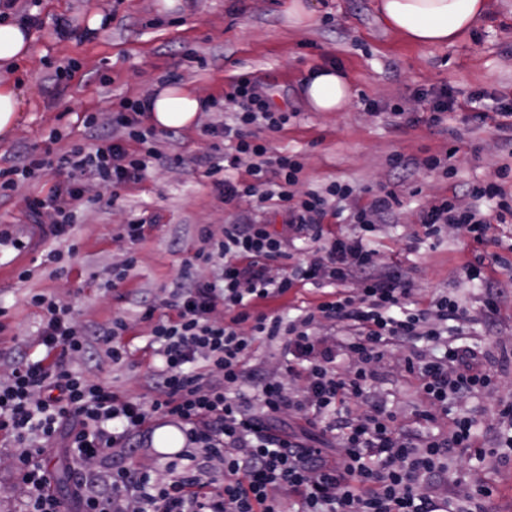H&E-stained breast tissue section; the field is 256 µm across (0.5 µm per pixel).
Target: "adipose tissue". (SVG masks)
Segmentation results:
<instances>
[{"label": "adipose tissue", "mask_w": 512, "mask_h": 512, "mask_svg": "<svg viewBox=\"0 0 512 512\" xmlns=\"http://www.w3.org/2000/svg\"><path fill=\"white\" fill-rule=\"evenodd\" d=\"M488 0H379L383 21L409 43L418 46L454 42L484 14ZM303 95L316 112L342 111L354 93L346 76L333 67L307 74ZM196 90L185 84L158 86L152 95L150 123L160 129L190 125L201 110Z\"/></svg>", "instance_id": "1"}]
</instances>
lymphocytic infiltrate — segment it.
Wrapping results in <instances>:
<instances>
[{"instance_id":"1","label":"lymphocytic infiltrate","mask_w":512,"mask_h":512,"mask_svg":"<svg viewBox=\"0 0 512 512\" xmlns=\"http://www.w3.org/2000/svg\"><path fill=\"white\" fill-rule=\"evenodd\" d=\"M231 97L242 104L236 125L221 130L207 126L202 133L235 140L232 164L247 159L251 165L247 179L238 181L222 177L221 165H212L214 185L228 204L243 195L261 204L274 202L286 216L284 227L276 232L253 219L225 225L221 239L208 240L194 255L204 263L221 257L214 278L175 282L168 313H158L152 304L144 307L141 316L151 325L161 358L152 374L155 393L147 400L112 389L70 365L73 354L93 348L113 364L126 363L128 325L123 318L90 330L47 293L30 296V304L42 313L39 342L46 354L17 360L8 381L0 383V434L14 442V472L27 490L26 512H127L133 502L138 512H491L490 490L464 498L435 492L448 479L445 462L451 449H473V417H457L448 438H422L398 427L385 406L368 395V366L393 342H440L448 322L467 316L445 294L429 307L408 308L403 274L376 270L364 240L375 221L398 205L397 194L380 192L357 209L352 221L358 233L326 236L332 202L350 196L352 187L334 181L297 194L303 171L299 157L267 159L264 139L252 131L258 123L268 131H282L291 112L275 107L245 76L233 81ZM146 112L145 99H122L107 133H98L94 115L82 117L85 132L97 141L94 150L76 143L53 156L51 146L61 137L54 130L43 151L27 152L21 165L0 170V193L17 190L36 176L57 174L46 195L25 199L29 223L38 225L43 237L67 244L45 255L53 274L64 273L79 252L72 237L84 183L93 179L115 193L142 181L161 159L152 131L142 126ZM423 221L428 233L453 224L478 244L491 229L476 207L453 197L438 200ZM291 238L322 242L321 259L294 264L271 277V263L287 259L285 245ZM350 280L360 283V295L341 290V283ZM302 282L328 284L332 291L288 321L259 311V302L287 294ZM219 310L224 313L220 320L215 317ZM323 319L354 328L346 344L360 361L353 375L337 374L336 345L316 332ZM245 322L251 325L247 335L238 330ZM259 339L283 342L289 375L306 380L303 398H290L249 365ZM482 359V352L466 344L449 343L442 357L411 364L429 403L423 420L431 419L433 407L447 406L451 396L473 395L491 385ZM233 386L255 390L260 415L249 414L247 398L230 394ZM349 399L368 403L363 418L339 413V405ZM285 410L312 415L324 430L339 433L342 448L336 458L327 459L322 449L276 428L274 421ZM160 419L178 426L184 437L181 450L169 458L171 477L163 484L128 462L135 442H148L152 423ZM54 440L62 441L80 464L67 495L54 483ZM93 460L109 464L106 485H98L93 471L86 469Z\"/></svg>"}]
</instances>
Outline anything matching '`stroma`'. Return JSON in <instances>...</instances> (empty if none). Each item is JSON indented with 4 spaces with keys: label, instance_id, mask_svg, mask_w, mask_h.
Here are the masks:
<instances>
[{
    "label": "stroma",
    "instance_id": "stroma-1",
    "mask_svg": "<svg viewBox=\"0 0 512 512\" xmlns=\"http://www.w3.org/2000/svg\"><path fill=\"white\" fill-rule=\"evenodd\" d=\"M308 2L315 17L295 26L283 0H179L172 10L160 0H40L42 25L31 32L30 55L12 69L0 67V83L25 89L23 119L10 140H0V170L20 164L28 149L43 145L51 129L76 126L80 115L95 114L101 132H108L120 98L150 96L172 73L202 98H218L223 105L198 112L189 126L156 130L162 159L145 180L123 190L116 205L108 203L109 190L87 182L75 229L79 253L61 276L45 270L42 259L49 244L24 214L25 197L47 193L54 175L25 182L0 198V225L30 238L23 256L0 254V322L7 326L0 332V382L21 356L44 353L38 344L41 311L29 303L31 293L43 291L72 305L83 325L102 326L123 317L130 327L124 338L129 363L115 365L93 351L75 359L74 366L129 395L152 396L154 349L150 328L139 319L141 301L160 306L169 300L176 280L213 277L215 265L188 263L202 245L203 232L220 236L224 225L243 216L276 231L282 228L275 206L257 208L248 196L225 203L200 162L206 156L220 164L231 153L232 141L201 130L234 124L238 107L224 96L230 79L246 73L277 106L295 113L287 129L268 136L267 145L271 154L302 157L298 192L333 181L353 186V194L338 202L326 231L354 233L349 217L357 207L383 190L399 196L400 206L367 238L376 268L404 271L412 288L408 305L429 304L440 294L463 302L469 316L449 323L447 337L460 336L482 348L493 376L482 392L452 399L448 409H434L433 421L421 430L444 437L452 417L471 415L480 424L481 446H492L502 423L500 411L512 401V223L496 228L494 242L478 244L450 225L440 236H426L422 219L439 198L468 199L472 186L494 179L500 166L512 165V143L493 117L480 121L458 111L430 124V104L419 92L445 85L461 99L480 88L512 98V0H490L486 14L456 42L429 47L412 45L389 28L376 8L378 0ZM96 12L108 22L90 35L87 19ZM60 17L71 21L72 38L57 37L54 22ZM319 66L336 67L352 83L355 96L344 111L315 112L303 99L302 80ZM367 98L378 101V109L365 108ZM396 102L405 108L399 118L389 109ZM397 155L415 159V166L394 167L391 160ZM429 155L446 157L447 171L422 167ZM135 218L150 220L152 226L145 240L133 246L120 232ZM478 255L488 271L486 287L470 282L462 271ZM131 256L137 259L131 277L113 284V267ZM24 269L31 270L29 279H19ZM490 286L504 291L492 325L482 315ZM327 293V288L308 284L267 299L259 308L292 318L299 307L320 302ZM432 353L425 342L406 343L370 365V398L385 404L402 426L412 427L427 406L421 381L408 364ZM251 362L269 380L281 382L290 397H303L304 383L289 376L279 344L256 343ZM12 446L9 437L0 435V512H22L26 499L13 471ZM474 477L491 490L493 512H512V459L477 461L470 453L452 450L449 480L459 481L465 494Z\"/></svg>",
    "mask_w": 512,
    "mask_h": 512
}]
</instances>
